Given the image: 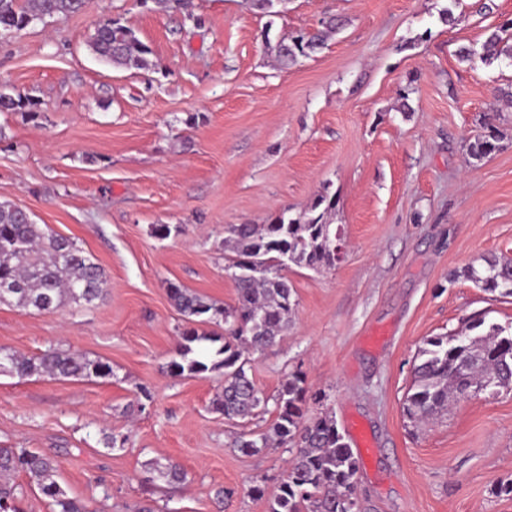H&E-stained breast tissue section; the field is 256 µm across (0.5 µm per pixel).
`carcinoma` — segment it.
<instances>
[{
	"mask_svg": "<svg viewBox=\"0 0 512 512\" xmlns=\"http://www.w3.org/2000/svg\"><path fill=\"white\" fill-rule=\"evenodd\" d=\"M84 0H0V31L20 30L34 20L63 19L81 11ZM339 30L336 17L297 35H284L270 46L279 68L319 52L330 35ZM512 19L492 31L482 45L481 61L491 64L501 55L512 59ZM91 52L116 67L143 69L149 47L121 19L99 21L89 41ZM499 132L486 124V132L468 144L471 159L480 161L499 148ZM336 198L317 196L307 213L290 218L286 212L268 224H232L224 239L232 256L228 268L237 290L232 306L209 302L179 286L169 287V298L191 327L181 333L177 354L169 368L178 375L222 372L224 384L213 401L216 412L228 421H244L268 412L274 404L275 419L262 433L240 437L238 449L255 454L263 448L290 449L285 478L269 502V512H358L355 495L361 459L336 428L335 419L323 414L306 416V389L300 375L285 377L277 395L264 396L248 373L244 352H260L276 343L288 324L295 303L293 289L283 274L285 265L310 269L332 267V247L338 225L329 221ZM465 275L476 285L512 296V259L490 256L480 268ZM104 270L77 243L29 221L16 205L0 202V304L25 311L53 312L66 305L91 307L104 297ZM224 325V334L199 330L194 323ZM482 319L455 334L432 336L419 348L414 378L405 400L408 418L415 426L465 398L484 382L491 393L512 390V334L489 325L484 334L473 331ZM0 373L19 377L52 376L92 378L112 375L101 360H91L66 349L52 348L36 357L15 353L0 355ZM54 457L25 448H0V512H19L16 502L22 487L11 476L24 472L38 480L43 495L51 499L52 512H86L85 506L67 496L53 479ZM148 473L168 485L180 484L185 474L173 462L151 463Z\"/></svg>",
	"mask_w": 512,
	"mask_h": 512,
	"instance_id": "obj_1",
	"label": "carcinoma"
}]
</instances>
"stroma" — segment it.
<instances>
[{
  "instance_id": "35a3bbf8",
  "label": "stroma",
  "mask_w": 512,
  "mask_h": 512,
  "mask_svg": "<svg viewBox=\"0 0 512 512\" xmlns=\"http://www.w3.org/2000/svg\"><path fill=\"white\" fill-rule=\"evenodd\" d=\"M189 2L84 0L0 34V92L32 104L0 112V202L74 239L106 275L89 310L0 305V352L55 346L112 368L0 374V447L55 456L87 512H267L290 454L236 441L274 416L225 421L212 409L221 373H170L186 323L168 286L234 304L225 227L302 215L326 192L347 253L331 269L289 267L296 306L276 344L250 355L251 376L272 397L301 374L311 415L335 417L351 441L365 430L361 512H512L497 491L512 481V391L462 399L422 431L404 411L424 339L478 317L512 332V296L463 275L512 259V59L458 54L512 19V0H283L272 20L248 0ZM329 15L342 27L326 47L278 69L268 43ZM117 16L150 47L148 68L90 54L97 23ZM489 122L500 148L478 162L467 145ZM153 460L178 463L184 483L147 482Z\"/></svg>"
}]
</instances>
